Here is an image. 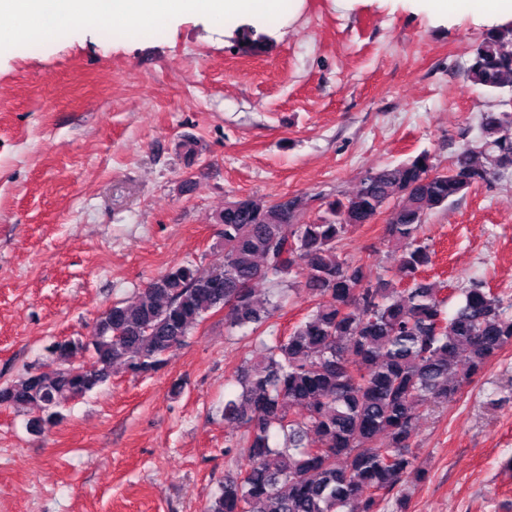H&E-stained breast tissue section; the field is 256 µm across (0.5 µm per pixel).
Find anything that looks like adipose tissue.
Segmentation results:
<instances>
[{"instance_id":"adipose-tissue-1","label":"adipose tissue","mask_w":512,"mask_h":512,"mask_svg":"<svg viewBox=\"0 0 512 512\" xmlns=\"http://www.w3.org/2000/svg\"><path fill=\"white\" fill-rule=\"evenodd\" d=\"M280 8V0H0V15L16 25L0 30V49L24 38L47 40L62 29L108 30L118 21H137L163 29L188 17L223 24L225 18L259 20ZM438 20L471 12L512 20V0H428Z\"/></svg>"}]
</instances>
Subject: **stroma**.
<instances>
[{
	"label": "stroma",
	"mask_w": 512,
	"mask_h": 512,
	"mask_svg": "<svg viewBox=\"0 0 512 512\" xmlns=\"http://www.w3.org/2000/svg\"><path fill=\"white\" fill-rule=\"evenodd\" d=\"M264 23L261 55L232 41L230 19L119 22L0 55V384L44 363L53 341L89 339L169 268L207 270L225 204L298 195L313 220L368 168L425 151L444 172L480 141L494 101L466 67L493 20L438 26L401 0H304L294 22ZM386 224L340 247L373 281L399 258ZM420 236L434 249L421 277L449 299L481 279L512 297V176L431 212ZM316 304L294 285L277 335ZM261 352L210 313L162 370L115 369L41 432L0 407V512H204L239 471L224 456L237 432L224 398ZM412 452L426 476L409 478L408 512H512V346L423 413Z\"/></svg>",
	"instance_id": "1"
}]
</instances>
